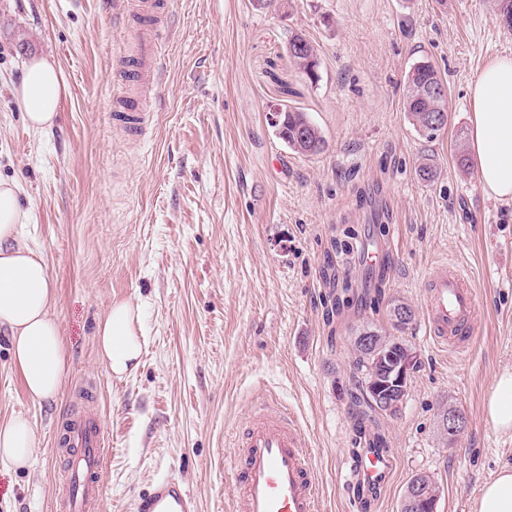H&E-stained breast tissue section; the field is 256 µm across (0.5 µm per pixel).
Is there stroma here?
Wrapping results in <instances>:
<instances>
[{
	"instance_id": "35a3bbf8",
	"label": "stroma",
	"mask_w": 512,
	"mask_h": 512,
	"mask_svg": "<svg viewBox=\"0 0 512 512\" xmlns=\"http://www.w3.org/2000/svg\"><path fill=\"white\" fill-rule=\"evenodd\" d=\"M113 0H0V179L18 184L25 240L47 261L68 370L55 399L27 394L0 327V423L36 434L30 467L0 471V512H51L68 453L56 436L89 402L107 435L102 512H134L155 478L184 481L199 512H231L236 433L273 399L307 432L320 512H349V449H391L394 471L365 512H400L413 476L440 490L438 512H474L483 486L512 469V431L486 405L512 371V203L483 193L454 160L470 85L512 31L495 0H176L158 67L154 127L112 128L120 59L137 23ZM315 46L317 81L288 56L290 33ZM46 56L66 85L51 130L15 100L26 64ZM433 64L448 125L429 141L403 109L405 76ZM307 112L322 153L276 137L269 104ZM434 180L416 170L424 160ZM384 252L368 265L364 253ZM447 263L476 291L467 352L425 332L422 281ZM415 312L402 333L417 353L400 413L359 403L352 334L388 326V303ZM141 306V364L114 375L96 327L111 302ZM466 417L447 442L441 405Z\"/></svg>"
}]
</instances>
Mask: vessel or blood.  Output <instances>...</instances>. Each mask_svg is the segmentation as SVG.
<instances>
[{"label": "vessel or blood", "instance_id": "1", "mask_svg": "<svg viewBox=\"0 0 512 512\" xmlns=\"http://www.w3.org/2000/svg\"><path fill=\"white\" fill-rule=\"evenodd\" d=\"M144 21L132 51L139 94L133 107L115 110L114 121L129 138L145 137L154 114L151 100L158 85L157 59L166 26L149 13L147 0L139 4ZM428 316L426 333L442 349L466 352L475 335L478 305L463 271L443 266L425 284ZM72 447L66 469V487L57 496L53 512H100L102 490L98 474L104 467L106 435L92 419L81 418L67 432ZM242 454L232 468L239 487L234 512H319L315 459L304 430L277 402L255 407L241 433ZM344 486L354 512H362L370 489L383 486L391 469L386 448H365L348 456ZM135 512H198V502L185 483L157 479L139 496Z\"/></svg>", "mask_w": 512, "mask_h": 512}]
</instances>
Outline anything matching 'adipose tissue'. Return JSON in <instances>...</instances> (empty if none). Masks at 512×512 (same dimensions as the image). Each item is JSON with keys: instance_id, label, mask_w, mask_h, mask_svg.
Returning a JSON list of instances; mask_svg holds the SVG:
<instances>
[{"instance_id": "1", "label": "adipose tissue", "mask_w": 512, "mask_h": 512, "mask_svg": "<svg viewBox=\"0 0 512 512\" xmlns=\"http://www.w3.org/2000/svg\"><path fill=\"white\" fill-rule=\"evenodd\" d=\"M65 85L55 62L33 59L16 89L32 128L50 129ZM469 144L482 191L512 200V56L489 61L470 87ZM29 221L18 202V187L0 181V326L12 337L13 363L30 397L54 398L67 373V358L55 316L56 294L40 249L23 243L20 231ZM139 308L133 301L111 303L97 327L101 359L118 376L134 372L143 350ZM35 449L30 422L13 417L0 423V470L28 465Z\"/></svg>"}]
</instances>
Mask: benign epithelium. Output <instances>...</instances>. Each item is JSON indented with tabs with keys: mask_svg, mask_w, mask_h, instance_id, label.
<instances>
[{
	"mask_svg": "<svg viewBox=\"0 0 512 512\" xmlns=\"http://www.w3.org/2000/svg\"><path fill=\"white\" fill-rule=\"evenodd\" d=\"M421 94L427 101V111L432 113L433 126L436 127L448 120V108L444 106V100L447 99L445 86L429 85L421 90ZM362 340L366 344L379 345L385 349L382 355V374L373 380L371 391L376 402L391 412L399 407L400 392L408 388L412 373L410 359L399 352V348L404 346V341L398 336L382 340L368 335L363 336ZM465 425L466 418L457 409H448L440 419L442 432L450 437L458 435ZM405 498L413 512H437L439 493L425 477H420L407 485Z\"/></svg>",
	"mask_w": 512,
	"mask_h": 512,
	"instance_id": "obj_1",
	"label": "benign epithelium"
}]
</instances>
